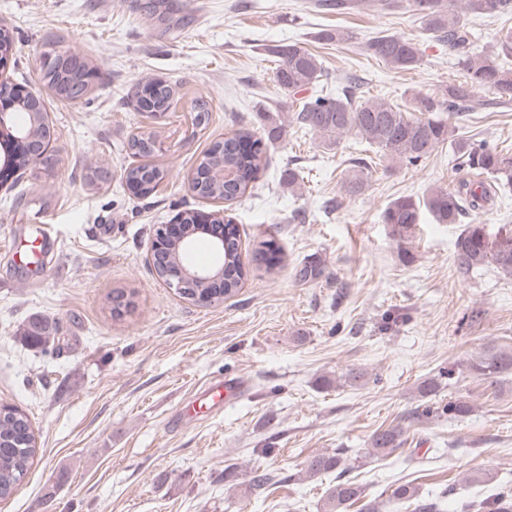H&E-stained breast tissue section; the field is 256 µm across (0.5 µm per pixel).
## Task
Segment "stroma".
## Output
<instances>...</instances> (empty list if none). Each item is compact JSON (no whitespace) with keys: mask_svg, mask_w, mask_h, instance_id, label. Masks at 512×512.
Here are the masks:
<instances>
[{"mask_svg":"<svg viewBox=\"0 0 512 512\" xmlns=\"http://www.w3.org/2000/svg\"><path fill=\"white\" fill-rule=\"evenodd\" d=\"M316 0H0L13 30V83L37 86L45 57L61 46L85 57L99 78L90 100L71 103L43 91L53 124L55 164L0 187V404L29 417L40 451L0 512H323L335 474L306 475L311 456L345 450L366 500L387 506L411 484L441 512H492L512 492V375L497 388L454 376L421 398L422 381L479 356L512 349V279L490 268L455 270L459 224L423 215L407 243L381 215L400 196L454 190L461 173L449 146L415 166L362 151L354 137L332 149L290 126L243 198L194 196L188 179L204 152L239 129L261 134V113L287 120L292 100L274 80L275 46L301 43L336 93L348 75L365 97L398 102L431 95L463 72L408 8L356 0L345 14ZM349 37L325 43L318 34ZM380 32L410 37L422 58L408 72L367 55ZM170 83L175 106L160 117L137 111L132 91ZM478 92L468 137L512 155V102ZM206 102L204 121L194 106ZM158 134L153 163L166 177L151 194L123 178L136 165L125 150L142 130ZM372 165L363 191L343 182L356 158ZM303 179L289 190L285 175ZM220 211L241 240L248 275L238 293L199 305L159 279L151 252L158 225L185 210ZM273 243L279 261L260 260ZM323 270L295 278L298 264ZM134 307L113 315L112 292ZM57 322L48 352L28 346L30 320ZM357 370L356 386L339 385ZM249 385L220 413L182 420L200 387L218 379ZM465 396L472 413L440 408ZM435 411L423 415L424 406ZM401 428L403 443L368 454L377 429ZM237 479L225 482V470ZM279 473L261 494L254 470ZM488 479L474 482V475Z\"/></svg>","mask_w":512,"mask_h":512,"instance_id":"1","label":"stroma"}]
</instances>
